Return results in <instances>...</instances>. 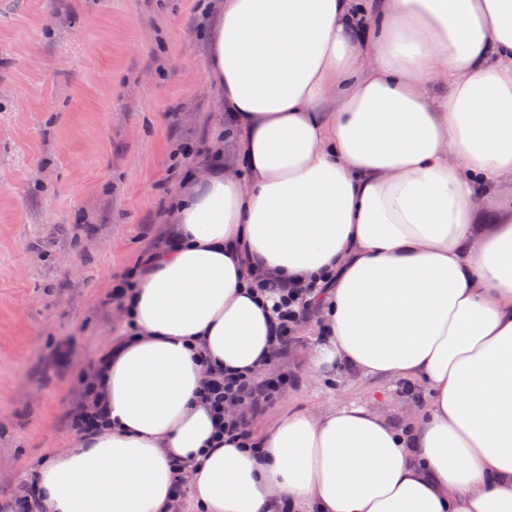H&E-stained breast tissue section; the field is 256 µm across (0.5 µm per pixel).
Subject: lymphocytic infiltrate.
<instances>
[{
	"label": "lymphocytic infiltrate",
	"instance_id": "obj_1",
	"mask_svg": "<svg viewBox=\"0 0 512 512\" xmlns=\"http://www.w3.org/2000/svg\"><path fill=\"white\" fill-rule=\"evenodd\" d=\"M324 287L319 281L277 282L269 287L274 315V338L269 359L259 372L218 371L212 374L204 389L203 400L224 425V435L255 442L252 431L255 418L265 414L294 384L296 374L285 369L284 361L297 341L303 325L321 319L318 302ZM81 400L69 412L71 425L81 437L97 435L109 422V408L100 397L93 370L80 377Z\"/></svg>",
	"mask_w": 512,
	"mask_h": 512
}]
</instances>
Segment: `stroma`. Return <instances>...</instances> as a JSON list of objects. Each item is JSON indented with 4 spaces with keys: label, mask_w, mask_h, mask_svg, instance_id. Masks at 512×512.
<instances>
[{
    "label": "stroma",
    "mask_w": 512,
    "mask_h": 512,
    "mask_svg": "<svg viewBox=\"0 0 512 512\" xmlns=\"http://www.w3.org/2000/svg\"><path fill=\"white\" fill-rule=\"evenodd\" d=\"M220 0H0V506L77 434L87 364L125 333L113 285L171 231L167 193L206 164L224 120L203 67ZM253 423L361 406L400 429L422 382L309 370Z\"/></svg>",
    "instance_id": "obj_1"
}]
</instances>
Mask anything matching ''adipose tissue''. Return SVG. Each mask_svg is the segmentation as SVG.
I'll list each match as a JSON object with an SVG mask.
<instances>
[{"label":"adipose tissue","instance_id":"1","mask_svg":"<svg viewBox=\"0 0 512 512\" xmlns=\"http://www.w3.org/2000/svg\"><path fill=\"white\" fill-rule=\"evenodd\" d=\"M206 82L240 168L172 196L178 241L125 303L108 427L43 458L42 512H512V0H224ZM324 279L326 373L422 381L409 433L363 407L292 413L262 456L225 440L207 365L255 372L256 279ZM175 469V478L173 483V494L170 499V504L167 512H178V509L181 508V512H196L195 505L192 499V495L189 489V496L185 505L182 506V501L187 493V485L186 478L184 475L185 467L181 462H176L174 465Z\"/></svg>","mask_w":512,"mask_h":512}]
</instances>
